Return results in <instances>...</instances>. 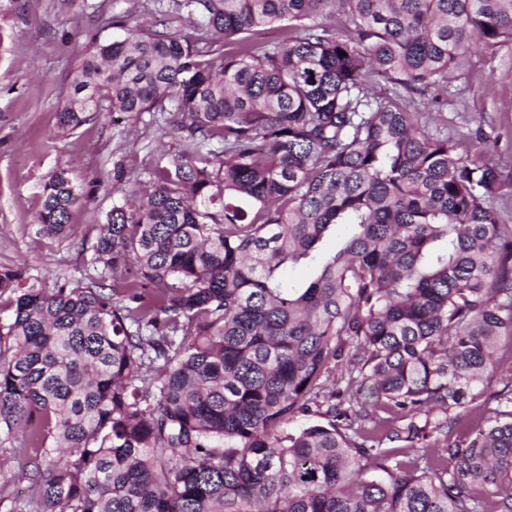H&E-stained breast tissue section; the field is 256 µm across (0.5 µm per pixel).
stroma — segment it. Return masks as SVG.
<instances>
[{
  "label": "stroma",
  "instance_id": "obj_1",
  "mask_svg": "<svg viewBox=\"0 0 512 512\" xmlns=\"http://www.w3.org/2000/svg\"><path fill=\"white\" fill-rule=\"evenodd\" d=\"M142 24L192 36L195 23L163 17L147 0H0V267H19L24 286L50 288L68 280L93 284L105 275L92 260L98 224L123 200L115 167L149 185L160 159L174 152L176 133L148 116L95 113L71 131L59 113L86 47L122 38ZM438 129L473 153L476 131L498 165L503 190L492 202L500 223L512 224V43L472 54L448 86ZM70 168L83 200L71 211V236L38 231L43 185Z\"/></svg>",
  "mask_w": 512,
  "mask_h": 512
}]
</instances>
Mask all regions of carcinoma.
I'll return each mask as SVG.
<instances>
[{
	"instance_id": "obj_1",
	"label": "carcinoma",
	"mask_w": 512,
	"mask_h": 512,
	"mask_svg": "<svg viewBox=\"0 0 512 512\" xmlns=\"http://www.w3.org/2000/svg\"><path fill=\"white\" fill-rule=\"evenodd\" d=\"M153 6L199 33L94 44L60 112L64 131L148 112L179 137L97 225L112 284L0 268V447L23 435L34 489L10 512H512V390L451 439L512 341L502 182L411 110L512 42V0ZM80 200L56 169L41 232L70 236ZM300 264L314 279L285 281Z\"/></svg>"
}]
</instances>
